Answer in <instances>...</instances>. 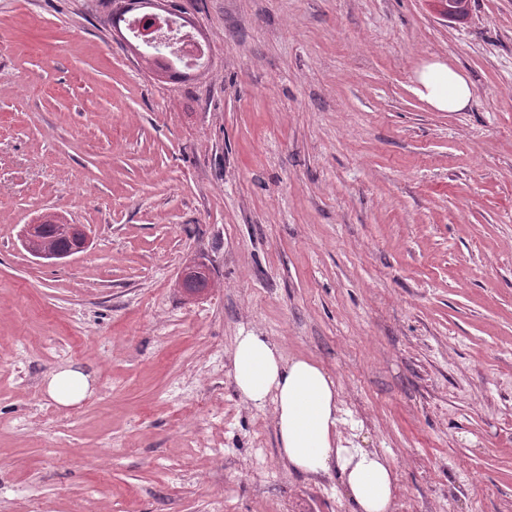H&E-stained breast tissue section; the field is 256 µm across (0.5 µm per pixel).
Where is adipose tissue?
Segmentation results:
<instances>
[{
  "mask_svg": "<svg viewBox=\"0 0 512 512\" xmlns=\"http://www.w3.org/2000/svg\"><path fill=\"white\" fill-rule=\"evenodd\" d=\"M417 81L419 94L439 111L461 112L472 102L468 80L448 64L426 65ZM232 376L246 402L256 407L273 402L279 453L290 470L336 471L350 512H392L393 461L343 437L346 411L325 368L304 358L284 361L268 337L243 331L235 339Z\"/></svg>",
  "mask_w": 512,
  "mask_h": 512,
  "instance_id": "1",
  "label": "adipose tissue"
}]
</instances>
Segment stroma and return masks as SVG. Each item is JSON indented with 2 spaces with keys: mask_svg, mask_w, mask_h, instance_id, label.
<instances>
[{
  "mask_svg": "<svg viewBox=\"0 0 512 512\" xmlns=\"http://www.w3.org/2000/svg\"><path fill=\"white\" fill-rule=\"evenodd\" d=\"M173 4L209 44L177 81L112 0H0V512H349L237 391L244 329L335 377L396 512H512V0ZM435 61L469 109L417 93ZM51 212L90 235L55 265ZM417 92L442 112H462L469 108L473 92L468 80L443 62L426 65L417 77ZM50 218L54 219L58 232L67 241V248L57 250L44 244L46 238L44 233L46 219L43 218L33 224H25L21 232L23 245L31 255L55 264L60 259L82 252L88 246L89 234L86 225L70 224L59 216H51ZM48 225L47 237L53 238L54 245L65 248L67 244L57 236L52 226L53 224ZM179 287L190 297L204 293L210 286L209 269L207 265L183 266L178 279ZM87 391L86 378L71 370H63L54 374L48 384L49 395L62 406H69L80 401Z\"/></svg>",
  "mask_w": 512,
  "mask_h": 512,
  "instance_id": "1",
  "label": "stroma"
}]
</instances>
